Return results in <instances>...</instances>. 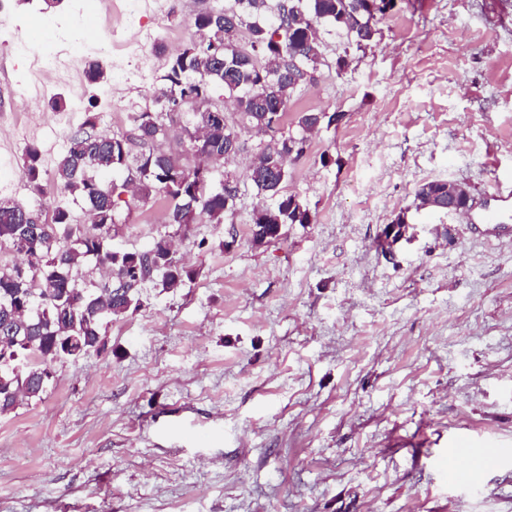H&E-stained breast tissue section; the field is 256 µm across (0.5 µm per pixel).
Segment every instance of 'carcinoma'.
<instances>
[{"label": "carcinoma", "mask_w": 512, "mask_h": 512, "mask_svg": "<svg viewBox=\"0 0 512 512\" xmlns=\"http://www.w3.org/2000/svg\"><path fill=\"white\" fill-rule=\"evenodd\" d=\"M393 0H288V16L281 13V0H231L224 15L204 12L193 20L195 31L208 35L207 47L218 51L223 63L208 62V53L195 48L191 38L181 54L169 57L158 78L157 97L175 92L193 100L187 112L170 117L146 106L131 112L140 149L121 133L99 130L98 116L91 113L68 139L65 153L56 164L53 180L81 205L82 220L64 205L50 210L40 203L45 193L41 152L35 145L25 148L23 174L34 199L26 203L0 199V253L15 260L0 262V415L12 412L25 400H39L50 381L43 377L53 360L76 359L105 346L112 321L141 307L140 289L161 285L176 290L190 278L176 257L174 238L178 230L206 214L214 224L224 223L233 210L210 177V162L204 171L190 169L181 150L165 148L173 134L181 131L193 138L205 131L201 149L234 162L229 137L240 129L260 133L272 118L285 123L286 113L275 114L274 92L298 89L316 80V73L329 66L320 25L332 23L346 34L350 45H369L377 34L379 16ZM244 28L250 49L230 41L229 28ZM296 54L292 70L280 69V53ZM220 87L238 115L226 128L213 124L206 108L216 105L213 91ZM319 113L301 112L295 126L281 130L259 145V160L249 171L257 195L269 197L253 211V240L261 245L267 234L286 224L310 223L309 211L292 204L293 196L281 193L288 181V165L301 158L311 128ZM280 167L277 180L269 178V166ZM135 173L131 198L146 203L155 194L167 201L172 230L158 234L148 246L132 251L112 249V240L123 234L117 218L123 205L114 184H122ZM421 204L448 201V182L422 185Z\"/></svg>", "instance_id": "obj_1"}]
</instances>
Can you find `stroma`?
I'll list each match as a JSON object with an SVG mask.
<instances>
[{
	"mask_svg": "<svg viewBox=\"0 0 512 512\" xmlns=\"http://www.w3.org/2000/svg\"><path fill=\"white\" fill-rule=\"evenodd\" d=\"M216 2L181 0L148 53L167 62ZM123 5L95 31L91 0H17L0 24L23 45L0 55V198H30L27 144L49 173L70 136L16 97L46 47L85 46L53 88L75 123L124 133L125 110L152 104L157 73L85 76L125 58L119 39L98 55ZM377 29L361 51L323 27L329 65L290 100L340 116L283 188L310 223L255 244L239 157L233 214L175 239L192 281L143 289L105 351L56 363L42 399L0 415V512H512V235L416 197L432 180L478 200L512 185V0H395ZM167 213L151 199L114 248L147 246Z\"/></svg>",
	"mask_w": 512,
	"mask_h": 512,
	"instance_id": "stroma-1",
	"label": "stroma"
}]
</instances>
